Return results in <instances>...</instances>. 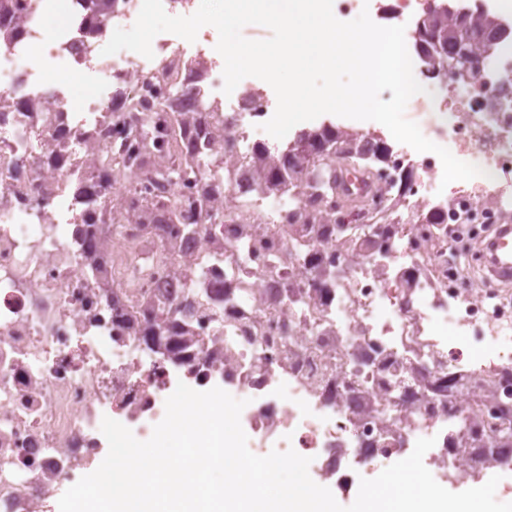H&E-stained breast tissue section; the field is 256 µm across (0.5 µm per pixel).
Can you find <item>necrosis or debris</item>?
<instances>
[{
  "mask_svg": "<svg viewBox=\"0 0 512 512\" xmlns=\"http://www.w3.org/2000/svg\"><path fill=\"white\" fill-rule=\"evenodd\" d=\"M499 24L493 53L461 77H425L432 95L420 100L429 139L481 176L443 183L438 155L403 146L375 167L363 210L258 193L261 224L239 223L231 184L218 241L183 233L171 256L146 253L143 225L97 223L125 202L119 174L96 210L68 193L87 145L115 152L135 139L121 119L76 115L48 76L51 60L112 71L104 41L86 43L75 24L31 27L1 54L0 77L40 110L0 113V512H49L107 454L103 417L150 437L180 383L248 398L240 421L253 445L309 457L312 480L344 497L428 437L423 462L439 484L512 475V290L472 287L466 269L484 258L457 248L512 222V18ZM152 50L129 52L124 69L143 106L179 97L186 62L170 41ZM227 104V133L260 138L263 89L235 88ZM58 133L51 162L43 141ZM407 170L401 213L373 223L395 203L383 188ZM133 181L138 197L182 205L199 190L160 187L143 168ZM328 214L343 223H316ZM151 300L175 309L158 345L133 317Z\"/></svg>",
  "mask_w": 512,
  "mask_h": 512,
  "instance_id": "4bbe7bcc",
  "label": "necrosis or debris"
}]
</instances>
